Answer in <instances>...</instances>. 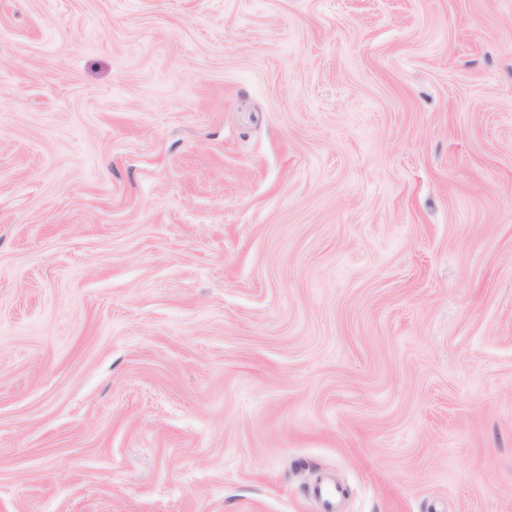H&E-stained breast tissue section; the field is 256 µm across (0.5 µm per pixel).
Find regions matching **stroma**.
Returning a JSON list of instances; mask_svg holds the SVG:
<instances>
[{
  "label": "stroma",
  "instance_id": "obj_1",
  "mask_svg": "<svg viewBox=\"0 0 512 512\" xmlns=\"http://www.w3.org/2000/svg\"><path fill=\"white\" fill-rule=\"evenodd\" d=\"M512 512V0H0V512Z\"/></svg>",
  "mask_w": 512,
  "mask_h": 512
}]
</instances>
